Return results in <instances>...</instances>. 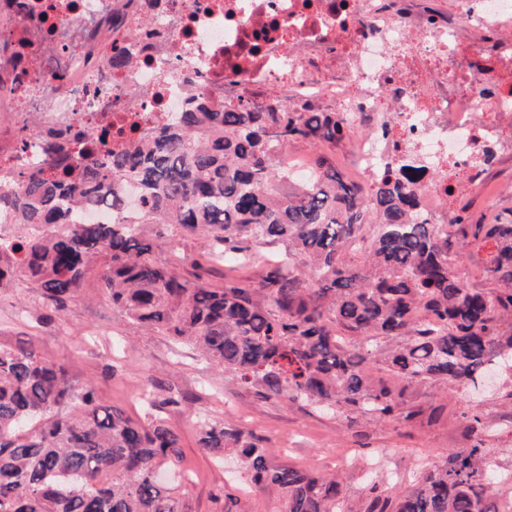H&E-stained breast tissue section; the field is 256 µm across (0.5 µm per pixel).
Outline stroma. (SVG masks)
I'll return each mask as SVG.
<instances>
[{"label": "stroma", "mask_w": 512, "mask_h": 512, "mask_svg": "<svg viewBox=\"0 0 512 512\" xmlns=\"http://www.w3.org/2000/svg\"><path fill=\"white\" fill-rule=\"evenodd\" d=\"M472 220L486 224L512 216V153L497 149L482 185L464 188ZM153 238V258L185 277L202 252L200 241L180 247ZM0 346L32 348L41 358L62 363L71 377L91 383L102 400L144 418L143 392L156 399L168 393L184 398L179 407L159 415L178 434L183 452L170 485L192 512H224L225 494H234L238 512H282L276 491L253 487L233 457L216 463L198 445L196 416L223 421L260 437L275 466H299L322 477L342 478L348 505L358 503L370 483L402 488L422 469L444 464L454 448L471 443L467 411L478 410L486 428V445L498 463L512 468V403L505 400L512 380L499 378L493 392L480 394L420 388L413 404L445 405L438 423L368 420L349 427L345 416L323 413L282 397L262 398L242 387L231 373L212 366L189 346L149 333L112 308L103 292L88 288L86 297L57 312L33 289L0 290Z\"/></svg>", "instance_id": "obj_1"}]
</instances>
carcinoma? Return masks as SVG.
Returning <instances> with one entry per match:
<instances>
[{"mask_svg":"<svg viewBox=\"0 0 512 512\" xmlns=\"http://www.w3.org/2000/svg\"><path fill=\"white\" fill-rule=\"evenodd\" d=\"M107 136L94 137L102 156L83 159L49 137L42 166L0 189V214L26 228L0 237V288L22 284L61 311L91 279L126 318L197 348L241 385L336 410L352 426L360 417L432 420L440 407L412 406L410 392L474 383L490 365L512 371V220L472 224L461 208L453 234L426 222L417 215L427 187L418 158L364 187L321 157L297 185L274 153L298 140L334 144L343 129L316 112L285 118L276 101L265 110L201 105L125 152L107 148ZM128 183L139 193L135 215ZM108 194L111 222L75 223L77 210ZM51 224L58 230L41 231ZM150 224L159 238L201 240L205 256L239 269L259 244L285 245L305 269L287 273L268 257L257 284L215 287L156 262ZM459 243L493 246L484 270L492 287L454 274ZM469 421V447L405 490L373 484L349 512H499L488 481L496 461L479 415ZM196 424L199 448L234 451L251 484L280 492L284 512L342 510L340 482L270 465L261 440L237 426ZM180 462L163 421L137 423L64 365L0 348V512H191L152 478Z\"/></svg>","mask_w":512,"mask_h":512,"instance_id":"carcinoma-1","label":"carcinoma"}]
</instances>
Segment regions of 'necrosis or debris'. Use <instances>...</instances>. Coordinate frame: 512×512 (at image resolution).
<instances>
[{
    "label": "necrosis or debris",
    "mask_w": 512,
    "mask_h": 512,
    "mask_svg": "<svg viewBox=\"0 0 512 512\" xmlns=\"http://www.w3.org/2000/svg\"><path fill=\"white\" fill-rule=\"evenodd\" d=\"M489 32L508 40L490 62ZM271 100L339 115L357 182L419 154L436 176L419 213L441 223L448 186L479 181L512 125V0H0V188L47 137L81 151L106 129L117 150L201 102Z\"/></svg>",
    "instance_id": "4bbe7bcc"
}]
</instances>
